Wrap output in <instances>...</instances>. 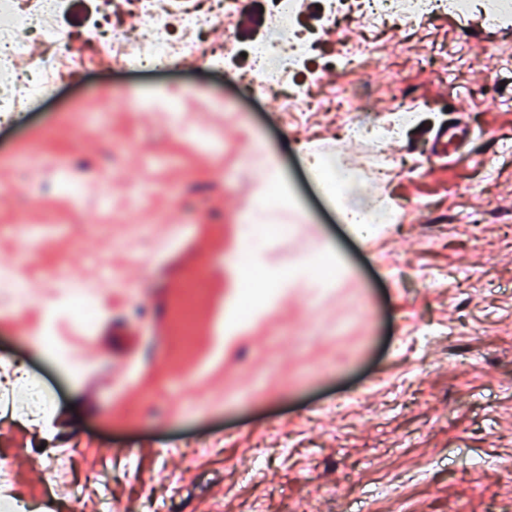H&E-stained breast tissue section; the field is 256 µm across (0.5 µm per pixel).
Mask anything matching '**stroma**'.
Masks as SVG:
<instances>
[{"label": "stroma", "instance_id": "35a3bbf8", "mask_svg": "<svg viewBox=\"0 0 512 512\" xmlns=\"http://www.w3.org/2000/svg\"><path fill=\"white\" fill-rule=\"evenodd\" d=\"M352 37L334 29L312 70L359 89L378 116L403 91L430 110L388 144L389 188L406 209L401 224L374 239L306 178L304 142L317 132L333 143L341 115L315 112L298 124L259 98L244 103L245 120L220 124L202 104L204 94L235 96L247 66L238 56L220 70L98 69L49 90L21 128L0 129V158L30 143L56 166L122 175L121 189L95 197L49 190L36 198L12 168L0 192V270L15 272L25 295L0 326V362L23 361L57 392L54 449H74L71 477L102 475L117 512H149L152 502L164 512H248L253 504L263 512H512V27L445 16L394 26L376 44L393 59L389 71L336 66ZM436 44L443 53H432ZM163 88L187 91L185 123L216 129L222 155L175 130L165 108L131 120L113 101L118 91ZM453 116L474 136L447 161L432 155L427 136ZM257 149L296 189L295 211L264 202L271 222L299 227L285 264L331 253L350 276L319 299L269 269L262 290L275 294L274 306L236 328L243 221L267 181L251 160ZM170 220L196 238V255L150 271L144 237H131L128 300L93 331L96 349L70 347L85 364L97 348L123 349L134 333L137 357L123 390L108 398L30 345L49 295L41 272L62 263L87 280L111 225L157 237ZM218 223L220 253L198 232ZM212 265L224 268L223 289L182 288L186 275ZM359 296L363 315L353 308ZM219 395L227 403L211 408ZM37 439L0 418V457L18 475L16 490L37 499L49 488L68 499V479Z\"/></svg>", "mask_w": 512, "mask_h": 512}]
</instances>
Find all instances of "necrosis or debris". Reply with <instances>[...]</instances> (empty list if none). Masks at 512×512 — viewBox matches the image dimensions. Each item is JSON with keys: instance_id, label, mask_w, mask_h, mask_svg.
Here are the masks:
<instances>
[{"instance_id": "1", "label": "necrosis or debris", "mask_w": 512, "mask_h": 512, "mask_svg": "<svg viewBox=\"0 0 512 512\" xmlns=\"http://www.w3.org/2000/svg\"><path fill=\"white\" fill-rule=\"evenodd\" d=\"M244 0H220L219 10L199 7L195 0H175L170 10H161L158 0H90L81 23H74L70 0H0V73L12 76L0 88V126L47 89L69 82L92 69L103 56L132 69L163 67L176 63L205 62L223 65L230 45L206 44L204 35L220 22L238 14ZM320 31L334 29L341 17L355 14L367 27L351 48L339 58L345 67L358 68L369 59L373 38L388 22L415 25L443 11L451 15L474 10L475 0H322ZM127 10L138 19L129 28L116 19ZM261 28L249 46L251 69L240 84L250 97L275 95L281 115L304 117L311 112L345 114L342 131L349 139L368 143L379 156H386L389 139L412 124L420 107L417 101L400 98L385 117H376L372 102L357 89L322 85L318 77L309 84L285 92L288 81L315 56L321 47L319 33L301 27L299 0H265ZM350 223L361 232H378L381 225L401 221L399 205L377 195L361 209L348 213ZM285 224H249L248 246L239 254L241 266L252 267L258 253L271 250L287 237ZM55 291L59 309L83 333L92 332L103 313L101 292L93 285L66 280ZM0 401L41 424L52 404L42 385L20 375L17 386L0 389Z\"/></svg>"}]
</instances>
